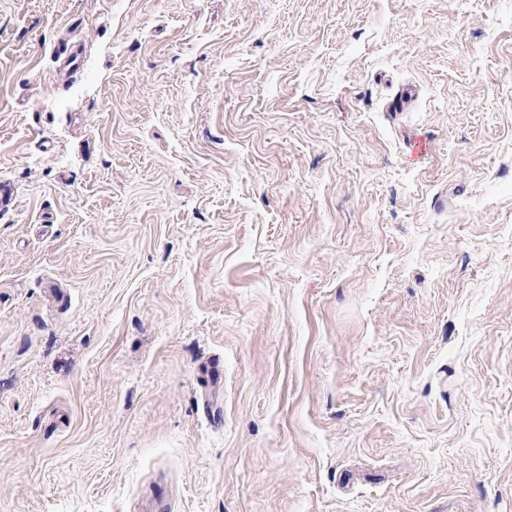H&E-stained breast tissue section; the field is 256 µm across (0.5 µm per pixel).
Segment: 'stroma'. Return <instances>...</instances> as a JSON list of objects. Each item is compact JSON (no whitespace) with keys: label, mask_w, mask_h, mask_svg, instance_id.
Returning <instances> with one entry per match:
<instances>
[{"label":"stroma","mask_w":512,"mask_h":512,"mask_svg":"<svg viewBox=\"0 0 512 512\" xmlns=\"http://www.w3.org/2000/svg\"><path fill=\"white\" fill-rule=\"evenodd\" d=\"M0 179V512H512V0H0Z\"/></svg>","instance_id":"1"}]
</instances>
